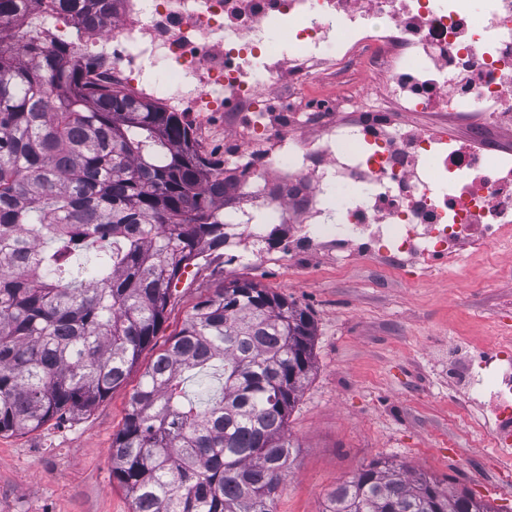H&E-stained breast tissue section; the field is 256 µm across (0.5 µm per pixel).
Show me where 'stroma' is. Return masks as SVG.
Instances as JSON below:
<instances>
[{
  "label": "stroma",
  "instance_id": "stroma-1",
  "mask_svg": "<svg viewBox=\"0 0 512 512\" xmlns=\"http://www.w3.org/2000/svg\"><path fill=\"white\" fill-rule=\"evenodd\" d=\"M267 258L235 263L223 252L188 267L139 370L90 412L29 433L0 434V512H132L112 478L110 449L141 368L178 333L216 284L250 280L305 308L316 326L315 371L287 421L298 447L274 512H323L336 486L371 461L404 464L495 512H512V461L461 426L477 417L448 374V339L482 341L512 325V250L461 252L456 274L412 282L375 262L322 252L308 265Z\"/></svg>",
  "mask_w": 512,
  "mask_h": 512
}]
</instances>
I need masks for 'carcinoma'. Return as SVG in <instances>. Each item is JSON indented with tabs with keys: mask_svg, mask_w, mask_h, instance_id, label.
I'll use <instances>...</instances> for the list:
<instances>
[{
	"mask_svg": "<svg viewBox=\"0 0 512 512\" xmlns=\"http://www.w3.org/2000/svg\"><path fill=\"white\" fill-rule=\"evenodd\" d=\"M117 0H0V433L89 412L121 386L165 321L171 285L224 249L223 163L181 112L95 77L40 17L89 30ZM90 252V268L76 257ZM90 280H84V277ZM314 322L249 280L221 284L142 373L112 439V478L133 512H273L295 461L288 416L314 370ZM212 369L203 410L184 373ZM324 512H495L375 460Z\"/></svg>",
	"mask_w": 512,
	"mask_h": 512,
	"instance_id": "obj_1",
	"label": "carcinoma"
}]
</instances>
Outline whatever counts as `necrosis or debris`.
Segmentation results:
<instances>
[{
	"label": "necrosis or debris",
	"mask_w": 512,
	"mask_h": 512,
	"mask_svg": "<svg viewBox=\"0 0 512 512\" xmlns=\"http://www.w3.org/2000/svg\"><path fill=\"white\" fill-rule=\"evenodd\" d=\"M44 22L82 54L105 52L113 86L222 123L224 175L266 218L233 217V261L261 258L269 225L291 222L288 261L347 249L407 282L412 255L447 272L461 246L512 241V147L496 137L512 128V0H120L102 34L56 13ZM272 31L286 43L271 48ZM351 69L372 97L313 96ZM401 112L430 119L405 125ZM335 185L363 189L336 222ZM456 375L490 447L511 448L512 334L495 332Z\"/></svg>",
	"instance_id": "obj_1"
}]
</instances>
